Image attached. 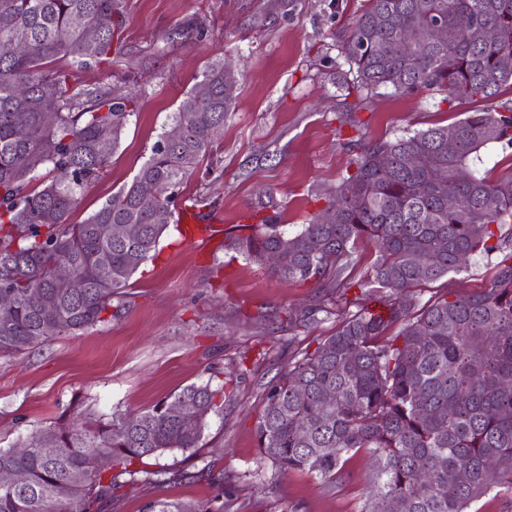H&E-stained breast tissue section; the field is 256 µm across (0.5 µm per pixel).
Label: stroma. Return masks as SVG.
Returning <instances> with one entry per match:
<instances>
[{
  "label": "stroma",
  "instance_id": "obj_1",
  "mask_svg": "<svg viewBox=\"0 0 512 512\" xmlns=\"http://www.w3.org/2000/svg\"><path fill=\"white\" fill-rule=\"evenodd\" d=\"M120 49L111 63L67 66L77 89L136 95L138 108L118 152L81 193L78 223L132 181L168 128L185 93L213 58L231 62L236 84L224 130L180 190L176 209L238 232L244 218L277 212L298 230L325 205L350 165L345 140L393 138L447 125L471 103L440 93L361 91L338 46L366 0H120ZM310 286L285 284L223 247L200 250L170 232L134 277L116 317L78 336H59L0 357V448L75 409L110 420L136 413L189 384L224 390L199 448L159 464L210 474L195 482L125 487L93 512H143L155 499H181L210 512H361L365 452L341 476L282 471L262 455L257 421L263 387L336 329L330 318L291 329L290 308L314 304Z\"/></svg>",
  "mask_w": 512,
  "mask_h": 512
}]
</instances>
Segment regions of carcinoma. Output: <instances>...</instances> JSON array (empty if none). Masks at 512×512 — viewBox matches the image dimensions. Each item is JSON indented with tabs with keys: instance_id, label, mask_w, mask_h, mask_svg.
Here are the masks:
<instances>
[{
	"instance_id": "obj_1",
	"label": "carcinoma",
	"mask_w": 512,
	"mask_h": 512,
	"mask_svg": "<svg viewBox=\"0 0 512 512\" xmlns=\"http://www.w3.org/2000/svg\"><path fill=\"white\" fill-rule=\"evenodd\" d=\"M104 14L112 28L88 43L84 30ZM491 25L484 44L455 30ZM441 21L453 32L446 44L411 50L398 40L407 27ZM123 15L117 0H0V356H15L57 336L77 335L114 315L127 288L169 227L154 211H171L180 187L210 151L233 105L234 77L224 59L208 63L202 81L211 96L185 94L131 183L82 223H69L81 188L94 181L120 148L137 100L98 88L76 90L52 67L66 59L80 67L108 62L117 50ZM17 42L25 54L12 52ZM341 54L360 87L398 94L431 90L444 100L491 101L512 90V0H367ZM27 127L20 138L17 127ZM492 143L512 147V106L478 108L445 126L393 139L349 141L353 170L342 176L327 209L336 221L313 217L288 234L267 216L248 232L228 235L224 248L254 263L279 251L270 268L284 283L307 284L317 295L292 320L338 316L336 330L265 386L257 423L261 453L282 470H306L331 483L343 459L362 450L371 459L362 512H474L494 489L512 491V171L496 179L470 170ZM421 152L429 165L414 168ZM51 179L32 187L41 169ZM156 194L148 203L141 188ZM458 208L448 210V196ZM114 224H138L140 237L121 241ZM371 241L377 257L368 280L383 311L347 297L348 269L358 244ZM494 260L487 287L462 294L448 287L462 271L458 256ZM66 268L86 286L57 284ZM441 283L419 303L408 291ZM53 299L45 309L42 299ZM399 331L386 332L394 325ZM335 401L325 404L323 395ZM219 392L189 384L132 416L40 427L12 448H0V469L24 472L19 487H0V512H92L104 496L136 482L165 480L168 469L149 460L199 447ZM196 404L197 426L183 429L178 407ZM106 469L97 467L100 459ZM496 462L493 472L486 460ZM424 466L420 483L414 470ZM469 474L465 483L458 481ZM144 512H208L179 500H154Z\"/></svg>"
}]
</instances>
